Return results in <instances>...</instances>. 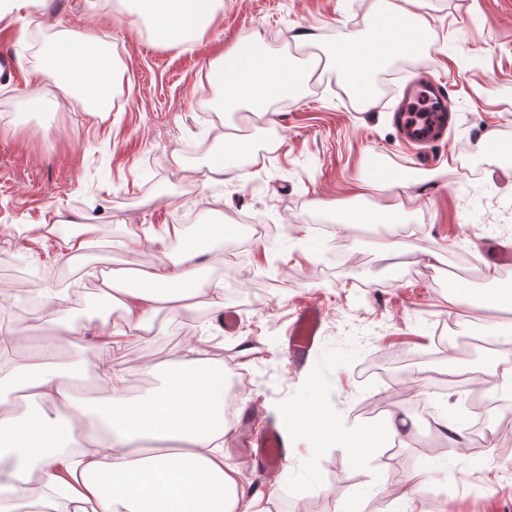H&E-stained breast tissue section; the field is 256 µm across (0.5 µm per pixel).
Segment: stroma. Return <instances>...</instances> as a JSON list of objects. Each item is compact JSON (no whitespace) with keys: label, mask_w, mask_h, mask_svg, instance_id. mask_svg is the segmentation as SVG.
Returning a JSON list of instances; mask_svg holds the SVG:
<instances>
[{"label":"stroma","mask_w":512,"mask_h":512,"mask_svg":"<svg viewBox=\"0 0 512 512\" xmlns=\"http://www.w3.org/2000/svg\"><path fill=\"white\" fill-rule=\"evenodd\" d=\"M370 0H224L210 32L189 49L152 44L147 30L112 0L89 7L87 0H47L43 11L24 7L0 19V56L12 70L0 74V285L25 282L28 274L49 273L78 323L101 316L98 271L133 273L156 261L151 249L130 252L115 243L163 224L184 228L190 214L200 221L262 217L287 223V231L254 240L251 248L211 265L204 278H230L248 266L264 268L272 285L258 301L225 297L239 316L236 335L212 333L206 304L178 317L160 311L149 337L147 358L163 366L191 336H211L209 352L249 376L241 397L262 414L255 430L279 419L280 409L302 398L317 380L323 402L340 424L363 423L359 406L384 397L387 384L371 373L369 360L384 350L415 362L418 372H480L492 344L435 355L436 331L456 324L486 336L490 321L474 318L451 303L453 287L485 293L512 284V266L493 262L497 243L512 240V0H424L430 47L422 52L421 76L441 82L450 103L451 123L443 139L408 146L394 120L408 79L371 109L342 97L329 84L304 88L299 97L272 105L269 121L254 135L258 154L269 157L261 170L213 182L189 193L180 167L186 148L211 139L215 123L202 118L199 91L211 63L225 48L254 34L266 50L293 48L304 32L330 44L345 33H366ZM97 30L123 62L122 102L95 116L80 106L31 112L27 99L38 93L34 67L40 50L57 31ZM34 39L26 55L18 45ZM390 172L409 181L408 225L417 226L427 247L406 242L401 253L413 264L433 268L444 282L411 280L395 268L397 256L377 243L385 231L358 230L342 236L346 255L329 263L331 238L311 224L315 204L325 201L352 209L383 203L377 185L366 199L356 197L361 179ZM81 219L97 225L83 249L68 254L63 243L42 233L43 224ZM465 251L479 264L478 275L457 260ZM288 281L276 284L279 264ZM318 303L324 317L321 342L303 369L293 368L284 351L299 304ZM433 353L432 361L422 356ZM462 451L415 423L398 446H384L363 466L354 467L345 448L293 445L288 466L264 502L270 512H405L393 490L421 472L425 490L416 512H512V449L491 457L472 455L465 474L456 464ZM327 485L322 496L319 485Z\"/></svg>","instance_id":"35a3bbf8"}]
</instances>
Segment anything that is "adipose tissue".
I'll return each instance as SVG.
<instances>
[{
  "label": "adipose tissue",
  "instance_id": "obj_1",
  "mask_svg": "<svg viewBox=\"0 0 512 512\" xmlns=\"http://www.w3.org/2000/svg\"><path fill=\"white\" fill-rule=\"evenodd\" d=\"M121 2L145 22L152 42L167 49L203 36L223 5V0ZM421 7L422 0H372L370 37L344 35L325 47L322 63L303 67L288 54L266 52L255 36L239 39L212 64L220 111L265 117L272 102L299 94L321 65L357 91L363 107H373L376 74L429 45ZM104 43L96 31L58 35L35 68L39 84L61 89L100 114L112 100L122 67ZM236 129L225 123L218 135L225 158L198 170V182L233 178L256 162L251 139ZM385 186L390 204L340 211L337 228L404 223L401 197L407 183L393 178ZM240 232L238 224L222 220L158 235L153 244L175 239L173 259L130 275L101 273L99 297L104 306L121 311L123 326H109L103 318L77 326L64 297L46 285L38 293L44 300L40 320L52 330L50 343L23 357L11 332L0 333V512H268L262 498L245 497L238 468L224 460V437L231 429L224 415V367L207 358L205 338L188 339L163 368L147 365L148 373H159L160 384L139 397L129 396L124 374L112 364L113 354L152 332L161 310L177 316L203 296L212 314L223 312V282L206 280L201 271ZM81 331L96 342L94 360L83 356ZM88 377L107 393L89 408L76 402L71 386ZM281 421L289 435L348 448L356 467L377 451L380 437L410 431L402 411L375 425L337 427L313 383L299 403L282 408Z\"/></svg>",
  "mask_w": 512,
  "mask_h": 512
}]
</instances>
